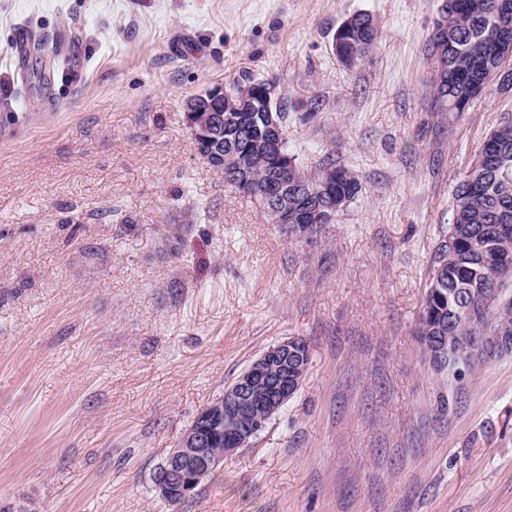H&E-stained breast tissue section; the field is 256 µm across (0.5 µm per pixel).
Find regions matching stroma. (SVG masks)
I'll use <instances>...</instances> for the list:
<instances>
[{
    "label": "stroma",
    "mask_w": 512,
    "mask_h": 512,
    "mask_svg": "<svg viewBox=\"0 0 512 512\" xmlns=\"http://www.w3.org/2000/svg\"><path fill=\"white\" fill-rule=\"evenodd\" d=\"M441 2L0 0V512H512V356L456 382L414 334L453 191L512 118L494 87L432 111ZM358 11L381 35L352 73L332 37ZM245 70L301 164L361 183L322 235L289 236L196 149L185 99ZM291 337L298 393L169 505V450Z\"/></svg>",
    "instance_id": "obj_1"
}]
</instances>
